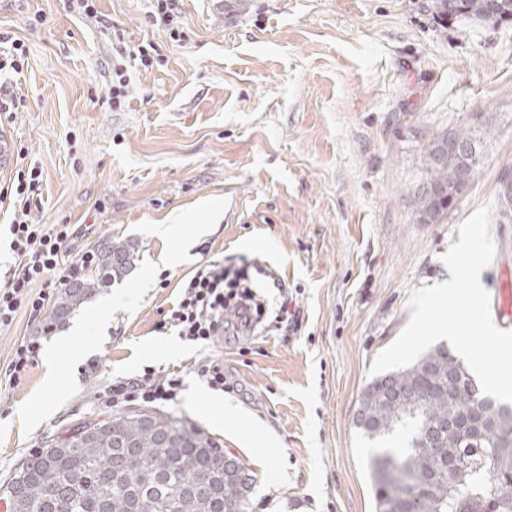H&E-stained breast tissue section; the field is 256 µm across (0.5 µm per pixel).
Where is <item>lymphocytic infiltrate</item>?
I'll list each match as a JSON object with an SVG mask.
<instances>
[{
	"label": "lymphocytic infiltrate",
	"mask_w": 512,
	"mask_h": 512,
	"mask_svg": "<svg viewBox=\"0 0 512 512\" xmlns=\"http://www.w3.org/2000/svg\"><path fill=\"white\" fill-rule=\"evenodd\" d=\"M112 82L103 96L109 110L123 111L128 103L133 71H147L161 62L151 42L127 46L124 34L112 33ZM42 169L28 165L18 169L13 180L0 187V204L14 209L9 225L10 248L16 263L0 282V330L10 328L19 310L40 315L61 288L79 279L97 262L93 249L72 252L74 225L34 224L29 219L30 202L40 187ZM266 312L244 268L218 262L199 269L183 286L181 297L169 314L179 336L199 344L215 337L250 328ZM183 389L180 376L144 369L142 375L115 381L101 398L104 407L119 410L134 402L166 406L176 402Z\"/></svg>",
	"instance_id": "lymphocytic-infiltrate-1"
}]
</instances>
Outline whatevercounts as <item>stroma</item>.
I'll return each mask as SVG.
<instances>
[{"mask_svg":"<svg viewBox=\"0 0 512 512\" xmlns=\"http://www.w3.org/2000/svg\"><path fill=\"white\" fill-rule=\"evenodd\" d=\"M433 3L229 0L219 12L181 0L190 40L178 45L152 24L149 0H99L100 25L67 0H0V31L29 49L16 77L25 105L0 120V141L43 170L30 218L76 225V251L114 238L137 251L65 322L22 309L0 331V368L24 337L46 348L68 338L54 366L41 354L19 385L0 382V478L74 424L113 417L99 395L150 367L184 379L165 414L246 466L249 512H375L371 460L403 437L367 439L356 419L375 356L410 318L411 289L449 279L440 256L487 203L498 263L480 281L512 275V21L447 19ZM112 28L163 58L135 74L121 112L100 102ZM456 125L480 139L476 172L421 223L424 149ZM242 257L271 304L287 289L295 324L181 339L167 317L184 283ZM205 358L223 361L226 390L196 376Z\"/></svg>","mask_w":512,"mask_h":512,"instance_id":"35a3bbf8","label":"stroma"}]
</instances>
